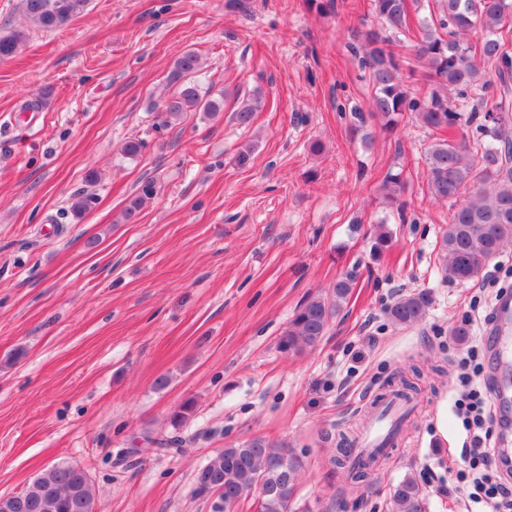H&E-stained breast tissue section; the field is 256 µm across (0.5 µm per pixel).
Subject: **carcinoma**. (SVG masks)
<instances>
[{"label": "carcinoma", "mask_w": 512, "mask_h": 512, "mask_svg": "<svg viewBox=\"0 0 512 512\" xmlns=\"http://www.w3.org/2000/svg\"><path fill=\"white\" fill-rule=\"evenodd\" d=\"M438 20L419 24L420 40L406 52L410 33L409 0H371L372 13L384 30L364 33L352 48L354 59L372 85V116L381 129L391 132L408 114L429 129H448V137L435 139L425 151L429 190L436 200H454L448 214V229L439 247V266L450 282L475 279L512 243V47L501 34L512 20V0H434ZM89 0H21L25 20L48 31L60 28L82 14ZM480 30L473 42L469 32ZM20 30H0V59L13 56L25 41ZM427 68L426 77L437 90L427 98L410 96L406 75L417 66ZM198 71V57L184 52L175 61L173 78L177 90L159 105L162 125L178 120L185 112L221 111L224 97L206 98L191 76ZM405 191L401 174H388L384 185L387 206L401 213ZM156 186L146 182L124 211L130 222ZM85 194L72 198L70 212L76 219L90 209ZM392 241L385 223L376 225L371 251L383 252ZM356 277L346 274L325 294L308 298L293 313L279 338L285 353H299L317 346L334 318L351 299ZM430 304L426 293L400 296L387 309L390 320L411 326L423 320ZM194 410L184 402L170 417L180 428ZM348 439L336 448L331 462L356 479L361 469L348 462ZM302 460L287 445L262 437L222 448L197 469L194 492L220 489L214 512H236L248 494L257 493V512H292ZM10 512H98L87 470L77 464H57L43 470L22 492L13 495ZM392 512H427L428 502L415 477H404L391 491Z\"/></svg>", "instance_id": "cac0c4a2"}]
</instances>
